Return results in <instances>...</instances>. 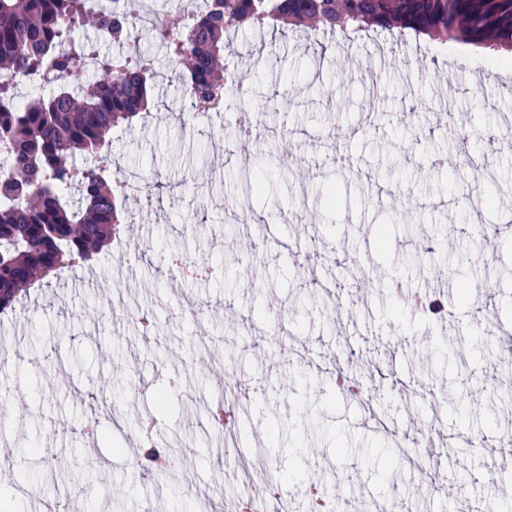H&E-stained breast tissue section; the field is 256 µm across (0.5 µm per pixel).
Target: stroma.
Returning <instances> with one entry per match:
<instances>
[{"label":"stroma","mask_w":512,"mask_h":512,"mask_svg":"<svg viewBox=\"0 0 512 512\" xmlns=\"http://www.w3.org/2000/svg\"><path fill=\"white\" fill-rule=\"evenodd\" d=\"M230 40L242 86L230 110L252 113L254 125L228 147L207 120H175L184 107L180 70L140 31L158 109L115 132L111 152L121 172L167 186L159 203L129 194L121 226L125 242L148 249L122 286L155 324L141 335L109 305L117 263L108 253L92 271L19 298L5 320L19 332L20 352L0 362V481L28 487L20 512H48L64 494L74 512H213L211 501L237 498L223 478L225 456L251 458L270 446L267 472L293 487L292 512H308L307 490L325 472L347 487L337 512H485L496 501L512 512V497L497 491L512 484V447L497 440L512 434V349L489 333L494 322L512 327V150L500 144L512 117V52L384 33L262 37L248 27ZM368 72L373 82H362ZM473 127L479 135L464 138ZM272 138L290 143L297 165L266 166L275 193L247 196L243 175ZM461 142L488 165L495 206L458 207ZM331 183L332 209L322 200ZM199 196L211 206L197 208ZM274 198L284 218L273 237L261 219ZM244 206L249 237L232 217ZM392 213L398 219L378 242L374 225ZM428 247L437 261L406 255ZM244 251L259 261L241 267ZM177 252L213 267V277L171 287L167 263ZM355 256L370 261L380 286L364 290L343 276ZM442 267L456 284L439 279ZM316 272L334 278L342 308L326 305ZM88 277L95 287H82ZM394 277L447 304L458 303L457 284L474 292L454 319L426 316L397 306ZM203 332L214 347L208 363L194 355ZM348 349L372 409L336 389ZM228 384L251 399L229 450L201 429L205 407L224 405ZM149 415L178 436L173 451L190 459L187 472L135 475L115 453L118 441L135 448ZM92 421L103 441L81 436ZM420 425L429 441L401 457L388 427ZM465 431L481 446L448 452L449 437ZM37 448L60 454L66 470L42 471Z\"/></svg>","instance_id":"1"}]
</instances>
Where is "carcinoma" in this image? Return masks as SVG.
I'll return each instance as SVG.
<instances>
[{
    "label": "carcinoma",
    "instance_id": "1",
    "mask_svg": "<svg viewBox=\"0 0 512 512\" xmlns=\"http://www.w3.org/2000/svg\"><path fill=\"white\" fill-rule=\"evenodd\" d=\"M84 26L126 47L123 58L75 44L74 30ZM244 26L349 38L411 31L512 49V0H213L189 27L175 15L157 19L152 36L183 65L188 111L241 90L225 64L224 37ZM86 70L94 80L77 83ZM149 70L138 32L119 10H94L86 0H0V143L11 166L0 176V313L26 289L90 266L112 247L128 189L112 172V132L151 112ZM21 80L54 90L19 102ZM133 461L153 469L179 458L155 447L139 449Z\"/></svg>",
    "mask_w": 512,
    "mask_h": 512
}]
</instances>
